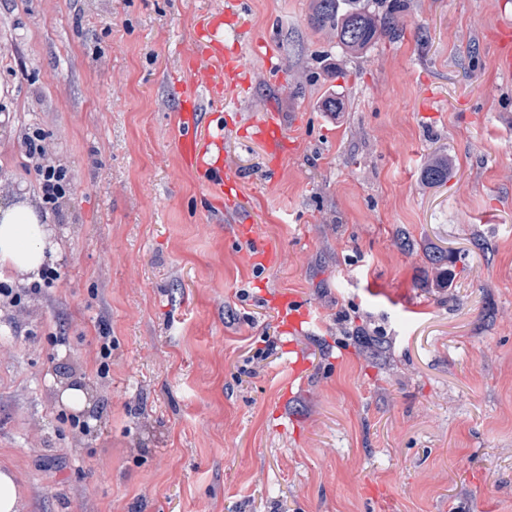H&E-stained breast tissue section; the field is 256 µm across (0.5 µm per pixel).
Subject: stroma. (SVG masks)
I'll return each mask as SVG.
<instances>
[{"instance_id": "1", "label": "stroma", "mask_w": 512, "mask_h": 512, "mask_svg": "<svg viewBox=\"0 0 512 512\" xmlns=\"http://www.w3.org/2000/svg\"><path fill=\"white\" fill-rule=\"evenodd\" d=\"M368 3L403 31L352 58L309 0H0V202L40 195L35 129L71 180L40 209L61 283L0 316V471L21 512H512V76L495 42L512 0ZM215 14L251 73L198 102L240 176L232 209L175 145ZM272 106L275 166L251 139ZM437 153L450 176L429 185ZM244 217L275 266L252 264ZM285 293L315 315L292 338ZM288 341L308 367L287 399ZM75 383L79 443L55 417ZM96 364L97 377L107 380L112 367V336L108 333L97 337Z\"/></svg>"}]
</instances>
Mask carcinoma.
Masks as SVG:
<instances>
[{
	"instance_id": "1",
	"label": "carcinoma",
	"mask_w": 512,
	"mask_h": 512,
	"mask_svg": "<svg viewBox=\"0 0 512 512\" xmlns=\"http://www.w3.org/2000/svg\"><path fill=\"white\" fill-rule=\"evenodd\" d=\"M309 25L336 38L346 54H362L379 37L392 32L395 23L381 17L361 3V0H310ZM448 157L436 155L421 172V179L428 184L448 181Z\"/></svg>"
}]
</instances>
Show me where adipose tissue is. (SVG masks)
<instances>
[{"label": "adipose tissue", "instance_id": "ef3b65f1", "mask_svg": "<svg viewBox=\"0 0 512 512\" xmlns=\"http://www.w3.org/2000/svg\"><path fill=\"white\" fill-rule=\"evenodd\" d=\"M58 251L52 232L43 223L35 203L21 197L0 204V266L18 275L38 279L48 256Z\"/></svg>", "mask_w": 512, "mask_h": 512}]
</instances>
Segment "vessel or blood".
<instances>
[{"label": "vessel or blood", "instance_id": "b4317fda", "mask_svg": "<svg viewBox=\"0 0 512 512\" xmlns=\"http://www.w3.org/2000/svg\"><path fill=\"white\" fill-rule=\"evenodd\" d=\"M219 24V18H212L198 32L200 48L191 58L190 83L184 88L185 110L181 114L182 125L176 139V148L184 163L206 175L208 181L217 188L232 192L237 187L238 176L224 164V139L219 135H202L197 122L198 93H206L211 100L217 101L224 95L225 84L244 87L250 81L249 74L239 64L242 56L240 46L235 44L228 48L223 41L214 38L213 32ZM495 39L500 48L498 65L504 73L511 74V18L504 19L499 24ZM252 137L276 159L281 158L287 148L288 140L284 129L271 115L253 123ZM236 236L249 244L256 263L266 267L276 263L278 253L275 245L258 238L250 222L237 225ZM277 306L288 330L301 329L303 324L312 321L310 308L296 295H279Z\"/></svg>", "mask_w": 512, "mask_h": 512}]
</instances>
